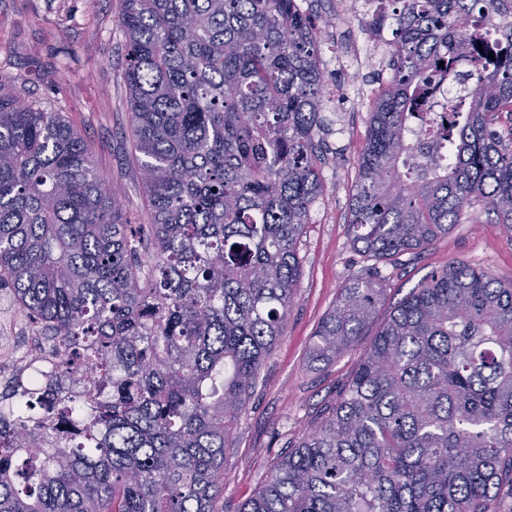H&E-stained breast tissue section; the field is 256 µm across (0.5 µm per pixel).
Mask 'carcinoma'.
<instances>
[{"instance_id": "carcinoma-1", "label": "carcinoma", "mask_w": 512, "mask_h": 512, "mask_svg": "<svg viewBox=\"0 0 512 512\" xmlns=\"http://www.w3.org/2000/svg\"><path fill=\"white\" fill-rule=\"evenodd\" d=\"M391 77L350 200L369 260L424 250L483 201L512 229V0H389ZM499 17L505 49L433 131L424 71ZM145 197L58 112L0 95V294L40 337L0 387V512H215L224 453L300 278L333 121L297 0H122ZM383 295L340 289L311 360L354 347ZM512 493V280L465 263L392 312L342 395L240 512H493Z\"/></svg>"}]
</instances>
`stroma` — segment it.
Returning <instances> with one entry per match:
<instances>
[{"label":"stroma","mask_w":512,"mask_h":512,"mask_svg":"<svg viewBox=\"0 0 512 512\" xmlns=\"http://www.w3.org/2000/svg\"><path fill=\"white\" fill-rule=\"evenodd\" d=\"M121 0H0V95L61 113L92 146L99 173L122 187L121 202L140 219L144 191L127 164L131 117L124 83ZM336 35L322 36L331 89L361 94L343 134L332 135L322 176L325 193L314 205L299 244L302 275L288 325L266 358L257 385L224 455V487L217 512H237L277 459L333 404L393 308L433 272L463 262L512 280V230L494 221L484 203L425 250L395 262L363 257L351 242L350 197L369 114L384 89L387 66L370 63V45L353 15L339 13ZM373 276L385 290L360 348L326 365L310 361L311 341L340 289L354 276Z\"/></svg>","instance_id":"stroma-1"}]
</instances>
